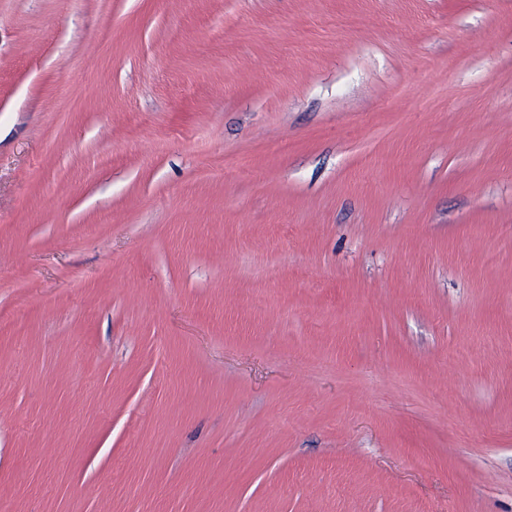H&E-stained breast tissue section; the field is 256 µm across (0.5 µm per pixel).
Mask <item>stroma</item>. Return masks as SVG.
Listing matches in <instances>:
<instances>
[{"instance_id": "stroma-1", "label": "stroma", "mask_w": 512, "mask_h": 512, "mask_svg": "<svg viewBox=\"0 0 512 512\" xmlns=\"http://www.w3.org/2000/svg\"><path fill=\"white\" fill-rule=\"evenodd\" d=\"M0 512H512V0H0Z\"/></svg>"}]
</instances>
